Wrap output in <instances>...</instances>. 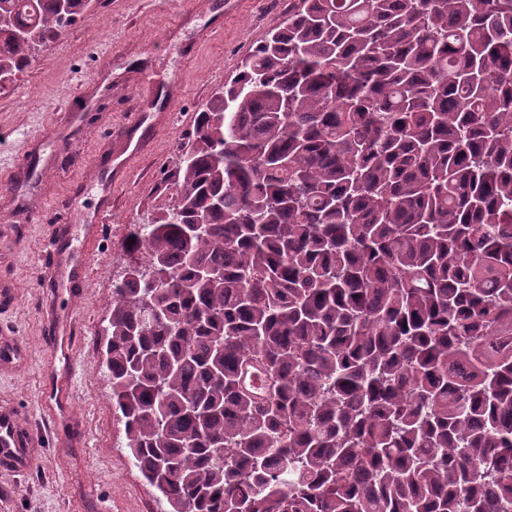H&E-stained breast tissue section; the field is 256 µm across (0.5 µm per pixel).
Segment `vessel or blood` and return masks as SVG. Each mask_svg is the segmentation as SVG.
I'll list each match as a JSON object with an SVG mask.
<instances>
[{"instance_id":"b4317fda","label":"vessel or blood","mask_w":512,"mask_h":512,"mask_svg":"<svg viewBox=\"0 0 512 512\" xmlns=\"http://www.w3.org/2000/svg\"><path fill=\"white\" fill-rule=\"evenodd\" d=\"M112 212L111 204H103L95 218L84 220L81 230L83 239L80 248H73L68 238V225H59L57 233L50 238L49 267L50 284L55 288L66 289L73 296H80L86 281L87 267L97 254L104 221ZM49 324L56 335L55 349L63 358H71L70 334L73 327L71 314L52 313ZM74 391L70 384L56 386L54 400L56 407L47 418L54 427L72 424L70 407ZM31 435L20 422L17 414L9 410H0V465L18 471L33 466V455L28 446Z\"/></svg>"}]
</instances>
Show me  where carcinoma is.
I'll return each instance as SVG.
<instances>
[{"mask_svg": "<svg viewBox=\"0 0 512 512\" xmlns=\"http://www.w3.org/2000/svg\"><path fill=\"white\" fill-rule=\"evenodd\" d=\"M93 0H0V91ZM130 232L105 367L159 512L512 504V0H291Z\"/></svg>", "mask_w": 512, "mask_h": 512, "instance_id": "carcinoma-1", "label": "carcinoma"}]
</instances>
